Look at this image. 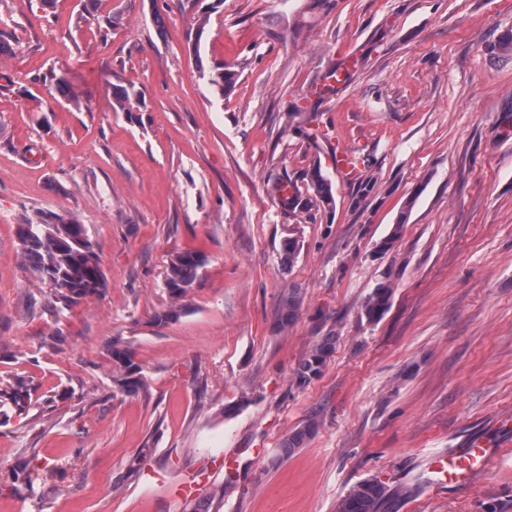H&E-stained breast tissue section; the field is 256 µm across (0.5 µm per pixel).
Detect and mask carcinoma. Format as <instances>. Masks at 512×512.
I'll list each match as a JSON object with an SVG mask.
<instances>
[{"instance_id":"carcinoma-1","label":"carcinoma","mask_w":512,"mask_h":512,"mask_svg":"<svg viewBox=\"0 0 512 512\" xmlns=\"http://www.w3.org/2000/svg\"><path fill=\"white\" fill-rule=\"evenodd\" d=\"M208 84L218 94L232 86L236 73L230 66L216 65L203 72ZM52 89L60 93L74 108H81L82 99L74 86L63 77L54 79ZM141 93L134 87H122L112 93V109L132 112L140 103ZM288 182L274 183L273 189L286 212L300 214L304 222L314 221L317 215L333 208L331 182L323 175L321 165L313 164L306 173V194L296 191L282 192ZM16 237L21 249L23 264L49 284L52 310L61 313L80 303L101 296L106 290V276L96 242L85 225L73 217L54 212H42L38 218H21L16 224ZM299 246L298 230L292 228L282 245L284 261L293 263ZM203 257L197 251L184 250L170 256L164 286L169 298L168 307L155 315L158 325L178 319L185 310L186 298L196 284ZM393 282H380L362 307L361 315L369 323L382 319L391 305ZM302 306L298 289L290 288L279 305L281 324L290 323ZM335 338L324 336L302 358L295 370V377L304 385L318 377L334 351ZM112 359V387L124 394L135 395L146 390L144 376L133 362L130 343L122 336L112 337L105 345ZM22 415L33 406L32 388L27 376L16 373L0 379V421L8 418L3 407ZM317 431V422L311 420L288 437L272 458L276 464L288 457ZM398 493L380 480L368 479L355 485L340 501L337 512H393Z\"/></svg>"}]
</instances>
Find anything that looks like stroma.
Here are the masks:
<instances>
[{
  "mask_svg": "<svg viewBox=\"0 0 512 512\" xmlns=\"http://www.w3.org/2000/svg\"><path fill=\"white\" fill-rule=\"evenodd\" d=\"M208 2L0 0V378L28 375L38 401L0 426V512H186L177 486H224L229 463L210 512H336L366 479L411 488L399 512H512V0H222L191 47ZM219 63L237 74L222 95L202 76ZM339 67L341 88L311 96ZM54 75L82 109L51 96ZM129 84L139 110L113 111ZM286 112L313 114L315 137ZM343 150L358 178L339 176ZM316 161L335 206L300 224L271 185ZM43 211L85 224L107 279L58 317L15 235ZM186 249L200 278L156 325ZM387 275L391 306L368 323ZM291 287L303 304L283 327ZM118 335L144 392L112 387ZM331 335L321 375L297 385ZM476 445L491 457L475 484H432L427 460ZM45 466L52 481L16 485ZM384 278L385 281L374 288L362 307L361 315L371 324L380 321L391 305L394 294L393 282L388 279L389 276ZM334 336H324L302 358L295 370L299 385H305L318 377L334 351ZM317 431V422L310 420L307 424L297 432L293 433L288 437L282 445L278 448L277 454L272 458V464H277L280 460L287 458L297 448H301L302 445L311 438Z\"/></svg>",
  "mask_w": 512,
  "mask_h": 512,
  "instance_id": "stroma-1",
  "label": "stroma"
}]
</instances>
